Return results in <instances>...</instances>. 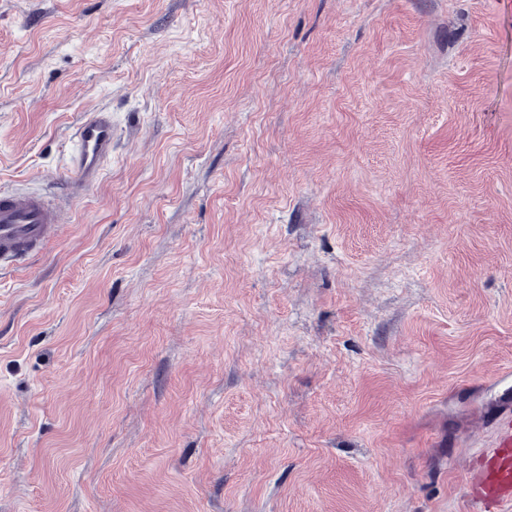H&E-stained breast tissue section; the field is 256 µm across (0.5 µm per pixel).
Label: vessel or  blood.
<instances>
[{
	"instance_id": "obj_1",
	"label": "vessel or blood",
	"mask_w": 512,
	"mask_h": 512,
	"mask_svg": "<svg viewBox=\"0 0 512 512\" xmlns=\"http://www.w3.org/2000/svg\"><path fill=\"white\" fill-rule=\"evenodd\" d=\"M119 119L104 108L82 113L70 136L64 165L73 175L66 195L77 198L100 180L112 160ZM71 210L47 195L0 191V272L21 268L26 257L42 251L69 223ZM490 435L472 438L479 462L468 480L470 512H503L512 506V412L500 409Z\"/></svg>"
}]
</instances>
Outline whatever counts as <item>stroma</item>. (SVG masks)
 Listing matches in <instances>:
<instances>
[{
	"mask_svg": "<svg viewBox=\"0 0 512 512\" xmlns=\"http://www.w3.org/2000/svg\"><path fill=\"white\" fill-rule=\"evenodd\" d=\"M0 512H466L512 376V0H0ZM119 119L105 108L83 112L70 136L64 165L73 174L66 194L77 198L100 180L112 160V142ZM71 209L47 195L18 190L0 191V273L24 265L42 251L68 224Z\"/></svg>",
	"mask_w": 512,
	"mask_h": 512,
	"instance_id": "1",
	"label": "stroma"
}]
</instances>
